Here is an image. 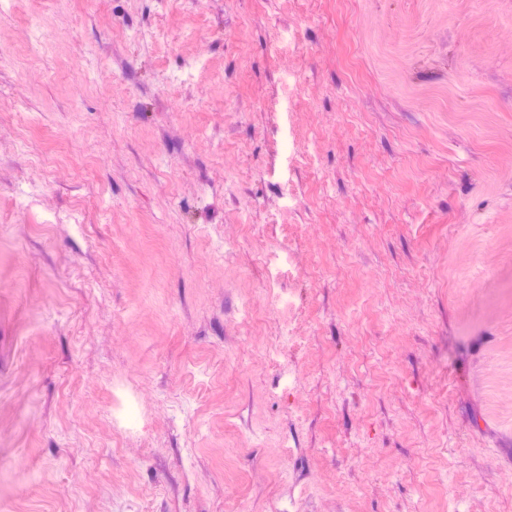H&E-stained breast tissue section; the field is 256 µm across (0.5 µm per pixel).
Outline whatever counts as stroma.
I'll use <instances>...</instances> for the list:
<instances>
[{"label": "stroma", "instance_id": "stroma-1", "mask_svg": "<svg viewBox=\"0 0 512 512\" xmlns=\"http://www.w3.org/2000/svg\"><path fill=\"white\" fill-rule=\"evenodd\" d=\"M504 471L512 0H0V512H512Z\"/></svg>", "mask_w": 512, "mask_h": 512}]
</instances>
